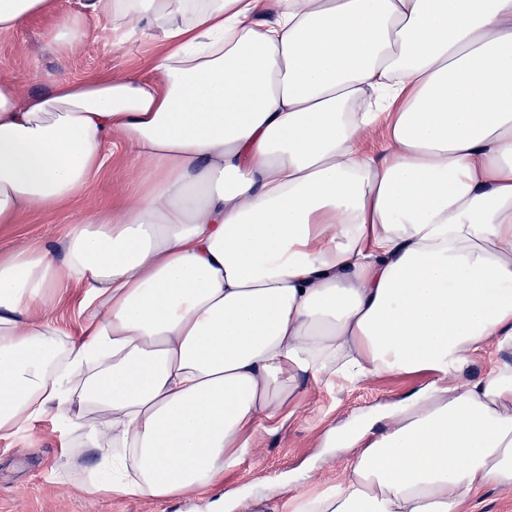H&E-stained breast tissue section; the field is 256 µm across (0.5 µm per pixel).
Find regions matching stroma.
Here are the masks:
<instances>
[{"instance_id": "obj_1", "label": "stroma", "mask_w": 512, "mask_h": 512, "mask_svg": "<svg viewBox=\"0 0 512 512\" xmlns=\"http://www.w3.org/2000/svg\"><path fill=\"white\" fill-rule=\"evenodd\" d=\"M57 21L55 15H39L12 35L0 37V78L10 79L28 94L47 91L51 78L61 74L73 79L100 72L147 76L162 51L160 40L117 31L100 21L87 27L75 51L64 52L46 40ZM107 152L109 166L72 205L23 215L16 224H0V253L33 243L58 249L73 224L112 196L130 192L140 176L131 150L111 146ZM420 383L415 376L392 374L356 386H308L296 413L274 429H258L252 454L226 476V484L239 489L241 497L236 504L225 505L224 512H278L280 502L268 496V485L281 483L301 491L308 472L333 478L340 462L330 449L316 446L317 435L352 415L401 398ZM96 464L95 450L81 445L78 433H62L49 416L1 438L0 512H197L201 505L196 496L159 505L97 490L86 480Z\"/></svg>"}]
</instances>
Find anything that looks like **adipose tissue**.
<instances>
[{
	"label": "adipose tissue",
	"instance_id": "1",
	"mask_svg": "<svg viewBox=\"0 0 512 512\" xmlns=\"http://www.w3.org/2000/svg\"><path fill=\"white\" fill-rule=\"evenodd\" d=\"M66 4L0 0V34L53 12L49 41L75 50ZM89 7L166 47L148 78L0 80V224L83 196L109 142L142 179L62 253L0 256V438L50 415L104 490L231 498L225 474L307 382L415 375L383 434L326 435L342 477L283 512H467L512 490V364L466 375L512 350V0ZM71 285L76 337L55 317Z\"/></svg>",
	"mask_w": 512,
	"mask_h": 512
}]
</instances>
